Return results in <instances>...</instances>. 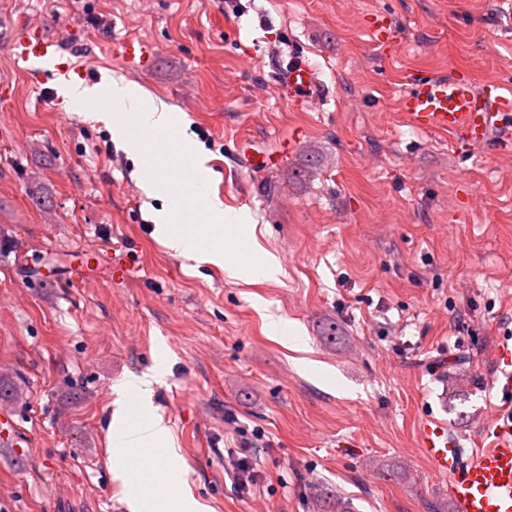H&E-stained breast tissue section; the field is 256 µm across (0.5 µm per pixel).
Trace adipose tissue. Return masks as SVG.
<instances>
[{
    "label": "adipose tissue",
    "mask_w": 512,
    "mask_h": 512,
    "mask_svg": "<svg viewBox=\"0 0 512 512\" xmlns=\"http://www.w3.org/2000/svg\"><path fill=\"white\" fill-rule=\"evenodd\" d=\"M164 374V367L157 366L146 373L130 374L116 385L123 403L110 423L109 432L116 465H123L130 449L143 448L152 453L150 462L154 472L165 478L172 473L175 451L169 446V430L162 425L151 403L153 386ZM131 493L135 502L133 512H200L201 509L191 496L161 494L146 485L132 487Z\"/></svg>",
    "instance_id": "1"
}]
</instances>
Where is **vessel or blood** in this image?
Listing matches in <instances>:
<instances>
[{"instance_id": "obj_1", "label": "vessel or blood", "mask_w": 512, "mask_h": 512, "mask_svg": "<svg viewBox=\"0 0 512 512\" xmlns=\"http://www.w3.org/2000/svg\"><path fill=\"white\" fill-rule=\"evenodd\" d=\"M366 24L378 45L393 42L395 30L387 14H371ZM12 47L27 74L63 75L59 59L64 46L59 41L34 31L17 37ZM282 80L294 97L319 102L326 96L315 69L301 57H289ZM399 110L416 130L461 135L482 144L493 127L512 121V96H506L498 82L480 88L467 77L425 73L407 82ZM494 359L491 390L500 409L486 431L492 439L489 447L468 456L449 438L444 422L425 418L417 426V446L435 474L447 477L455 512H512V341L501 340Z\"/></svg>"}]
</instances>
